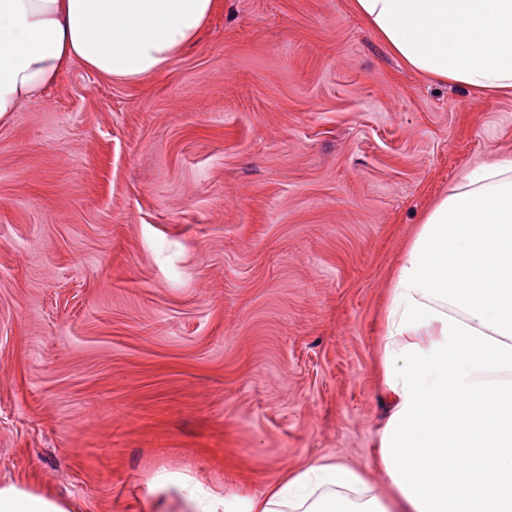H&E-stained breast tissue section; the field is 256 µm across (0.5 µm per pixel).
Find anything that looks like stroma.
I'll return each instance as SVG.
<instances>
[{
    "label": "stroma",
    "instance_id": "obj_1",
    "mask_svg": "<svg viewBox=\"0 0 512 512\" xmlns=\"http://www.w3.org/2000/svg\"><path fill=\"white\" fill-rule=\"evenodd\" d=\"M512 158V93L408 70L352 0H221L141 82L0 120V483L142 512L324 456L369 473L382 322L431 206ZM153 498L142 509L144 512H169L174 501L180 512H229L223 497L202 489L191 477L166 473L153 479Z\"/></svg>",
    "mask_w": 512,
    "mask_h": 512
}]
</instances>
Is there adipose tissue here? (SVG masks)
<instances>
[{
    "label": "adipose tissue",
    "mask_w": 512,
    "mask_h": 512,
    "mask_svg": "<svg viewBox=\"0 0 512 512\" xmlns=\"http://www.w3.org/2000/svg\"><path fill=\"white\" fill-rule=\"evenodd\" d=\"M411 71L512 91V0H353ZM217 0H0V119L80 63L142 81L165 71ZM387 419L375 464L391 494L331 457L284 469L244 512H512V159L465 173L424 218L384 320ZM226 512L191 477L155 478L144 512ZM0 512H77L50 487L0 485Z\"/></svg>",
    "instance_id": "adipose-tissue-1"
}]
</instances>
